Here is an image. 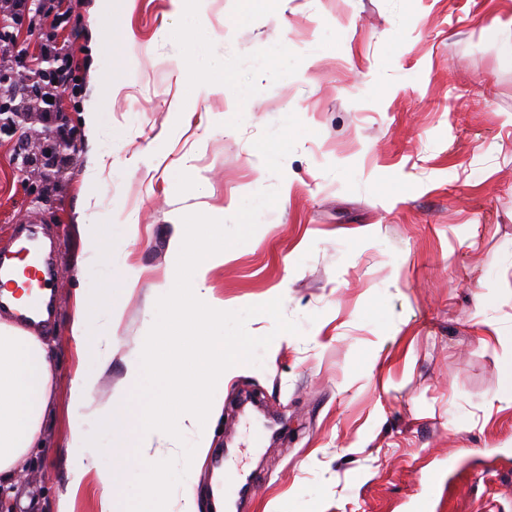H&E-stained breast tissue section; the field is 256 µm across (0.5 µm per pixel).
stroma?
<instances>
[{
	"mask_svg": "<svg viewBox=\"0 0 512 512\" xmlns=\"http://www.w3.org/2000/svg\"><path fill=\"white\" fill-rule=\"evenodd\" d=\"M95 5L45 0L49 17L17 15L0 43L17 69L55 44L72 74L54 112L0 131V256L35 222L57 257V383L20 512H101L112 454L74 480L70 432H93L142 349L171 224L231 218L263 189L276 206L208 285L228 311L282 298L300 332L225 371L210 447L167 512L189 498L211 512L229 450L260 480L234 512H512V66L494 35L512 31V0H112L108 21ZM187 30L199 50L183 71ZM94 148L112 161L93 218L106 265L76 221ZM106 279L121 346L78 407L74 295Z\"/></svg>",
	"mask_w": 512,
	"mask_h": 512,
	"instance_id": "1",
	"label": "stroma"
}]
</instances>
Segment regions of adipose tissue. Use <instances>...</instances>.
Masks as SVG:
<instances>
[{"label":"adipose tissue","mask_w":512,"mask_h":512,"mask_svg":"<svg viewBox=\"0 0 512 512\" xmlns=\"http://www.w3.org/2000/svg\"><path fill=\"white\" fill-rule=\"evenodd\" d=\"M117 316L111 286L76 293L71 337L82 363L70 381L72 404L90 400L99 375L117 352V341L97 329L101 323L113 326ZM55 384L48 341L0 321V485L18 483L33 451L41 446Z\"/></svg>","instance_id":"1"}]
</instances>
